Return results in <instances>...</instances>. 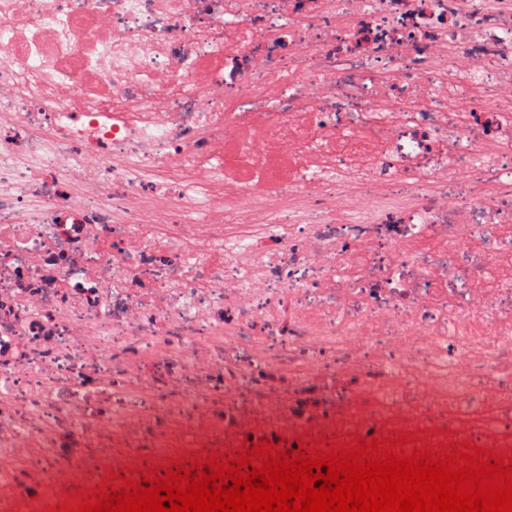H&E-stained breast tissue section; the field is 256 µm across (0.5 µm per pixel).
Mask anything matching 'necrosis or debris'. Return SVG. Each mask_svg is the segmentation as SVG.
<instances>
[{
	"mask_svg": "<svg viewBox=\"0 0 512 512\" xmlns=\"http://www.w3.org/2000/svg\"><path fill=\"white\" fill-rule=\"evenodd\" d=\"M506 80L512 0H0V512L303 432L512 455Z\"/></svg>",
	"mask_w": 512,
	"mask_h": 512,
	"instance_id": "1",
	"label": "necrosis or debris"
}]
</instances>
